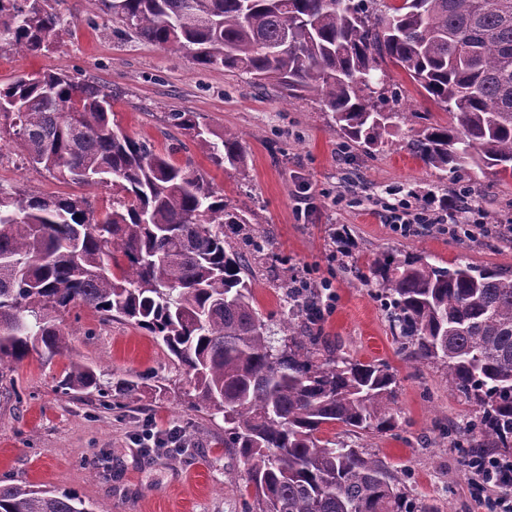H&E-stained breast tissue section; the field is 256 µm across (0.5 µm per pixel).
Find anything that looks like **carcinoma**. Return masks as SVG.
Returning <instances> with one entry per match:
<instances>
[{"instance_id": "carcinoma-1", "label": "carcinoma", "mask_w": 512, "mask_h": 512, "mask_svg": "<svg viewBox=\"0 0 512 512\" xmlns=\"http://www.w3.org/2000/svg\"><path fill=\"white\" fill-rule=\"evenodd\" d=\"M140 39L192 50L193 63L317 95L343 137L366 147L415 112L387 107L400 68L448 112L409 143L431 169L512 179V0H93ZM63 19L51 0H0V49L42 55ZM112 91L63 69L0 85V135L63 183L112 186V205L0 185V382L36 353L69 358L62 395L120 404L149 378L113 380L70 358L58 313L86 306L164 345L193 383L194 405L224 419V447L249 466L256 512H439L410 498L379 459L320 437L326 425L385 435L398 425L387 362L336 353L312 316L318 293L286 292L277 328L257 309L249 266L270 241L192 163L112 124ZM168 121L218 168L244 173L240 136L195 112ZM398 330L400 349L444 364L474 405L467 447L512 452V275L470 263L383 255L361 275ZM0 512H112L72 492L0 485Z\"/></svg>"}]
</instances>
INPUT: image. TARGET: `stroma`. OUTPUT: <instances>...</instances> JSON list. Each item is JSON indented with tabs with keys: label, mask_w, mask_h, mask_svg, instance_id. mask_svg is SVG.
Returning <instances> with one entry per match:
<instances>
[{
	"label": "stroma",
	"mask_w": 512,
	"mask_h": 512,
	"mask_svg": "<svg viewBox=\"0 0 512 512\" xmlns=\"http://www.w3.org/2000/svg\"><path fill=\"white\" fill-rule=\"evenodd\" d=\"M58 9L68 26L57 47L37 57L0 51V84L61 68L109 86L113 123L155 150L172 151L176 162L192 161L269 239L268 255L249 260L264 321L278 323L288 309L282 283L330 281L336 303L321 322L324 335L343 355L396 369L400 416L383 436L333 424L324 437L381 458L401 472L411 498L440 512H484L464 449L451 447L442 434L447 426L465 429L472 405L450 387L443 366L400 352L381 303L358 272L387 253L512 272V244L497 233L498 224L512 218V180L447 174L410 155L406 145L424 121L444 124L448 114L405 74L393 80L399 109L410 119L368 149L344 139L315 96L294 99L273 82L258 86L237 71L198 68L188 52L140 40L101 17L88 0H60ZM171 112H194L216 130L237 132L250 156L248 172L212 165L184 131L170 126ZM0 183L83 196L97 210L112 199L111 187L66 184L22 165L6 138L0 140ZM410 193L417 204L434 207L461 197L487 229L469 239L436 229L400 235L388 222L387 206ZM62 320L72 334L69 358L48 362L30 355L0 385V485L73 491L112 512H248L254 488L243 463L224 446L222 417L191 407L189 379L163 345L134 324L103 320L82 306ZM72 358L116 379L150 377L165 390H143L120 408L92 394L62 396L55 381ZM146 428L160 437L190 435L191 445L182 453L143 448Z\"/></svg>",
	"instance_id": "35a3bbf8"
}]
</instances>
